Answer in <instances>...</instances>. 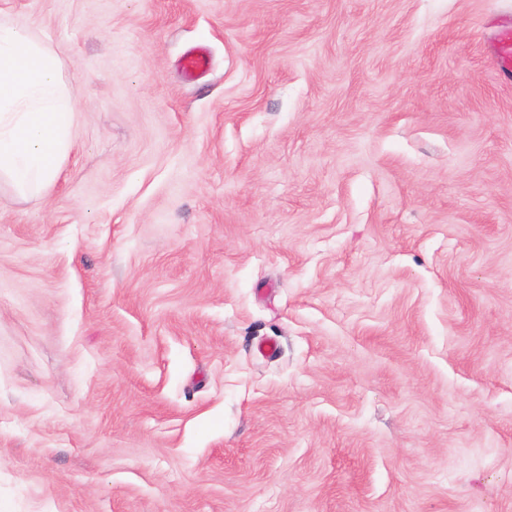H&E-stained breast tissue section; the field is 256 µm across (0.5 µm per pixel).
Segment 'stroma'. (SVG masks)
<instances>
[{"label": "stroma", "instance_id": "obj_1", "mask_svg": "<svg viewBox=\"0 0 512 512\" xmlns=\"http://www.w3.org/2000/svg\"><path fill=\"white\" fill-rule=\"evenodd\" d=\"M504 17L0 0L80 98L0 183V512H512Z\"/></svg>", "mask_w": 512, "mask_h": 512}]
</instances>
